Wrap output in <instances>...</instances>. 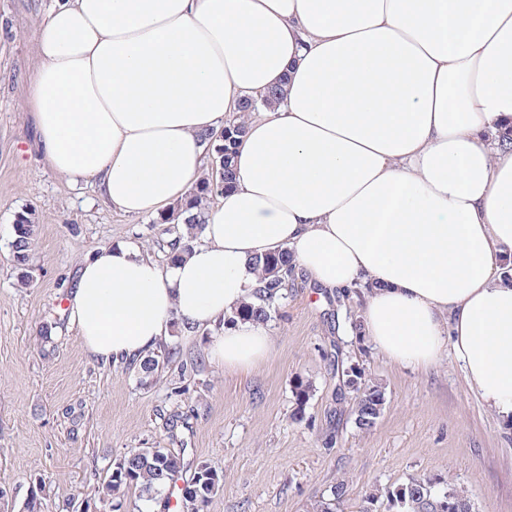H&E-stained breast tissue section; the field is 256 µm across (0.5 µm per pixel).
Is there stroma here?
Here are the masks:
<instances>
[{
    "label": "stroma",
    "mask_w": 512,
    "mask_h": 512,
    "mask_svg": "<svg viewBox=\"0 0 512 512\" xmlns=\"http://www.w3.org/2000/svg\"><path fill=\"white\" fill-rule=\"evenodd\" d=\"M51 0H0V512H24L42 490V512L77 500L89 512H157L171 488H136L113 500L99 489L130 448H166L179 482L200 463L222 486L205 512H313L338 478L344 512L371 492L412 477L467 490L473 512H512V422L466 381L454 356L425 369L389 363L364 333L357 293L294 276L265 328L268 360L227 374L210 362L208 338L173 330L175 349L156 381L136 368L88 356L68 323L66 294L93 249L131 242L165 263L163 225L112 211L94 187L51 170L34 148L23 109L37 64L35 31ZM36 218L31 279L20 284L11 240L16 216ZM357 367L385 392L368 431L355 425L347 373ZM309 382L298 407L295 380Z\"/></svg>",
    "instance_id": "obj_1"
}]
</instances>
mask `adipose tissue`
<instances>
[{
  "mask_svg": "<svg viewBox=\"0 0 512 512\" xmlns=\"http://www.w3.org/2000/svg\"><path fill=\"white\" fill-rule=\"evenodd\" d=\"M36 53L45 163L128 216L183 201L202 134L284 90L247 122L199 244L81 262L67 304L89 355L140 360L177 325L212 330L225 372L258 367L271 338L232 314L253 258L285 248L311 284L360 290L389 362L453 354L512 420V0H52Z\"/></svg>",
  "mask_w": 512,
  "mask_h": 512,
  "instance_id": "1",
  "label": "adipose tissue"
}]
</instances>
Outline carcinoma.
<instances>
[{"instance_id":"obj_1","label":"carcinoma","mask_w":512,"mask_h":512,"mask_svg":"<svg viewBox=\"0 0 512 512\" xmlns=\"http://www.w3.org/2000/svg\"><path fill=\"white\" fill-rule=\"evenodd\" d=\"M257 109V102L245 100L239 111L230 115L222 134L204 135L207 152L212 156L211 173L200 178L192 187L184 201L161 213L153 220L155 224H168L167 232L173 235L167 252V260L178 257V250L186 251L199 240V230L203 226L201 216L188 219V223H178L179 215L184 211L201 206L224 193L231 183L232 170L230 159L234 153L238 138L246 128L248 114ZM35 233V218L31 213H21L15 219L12 255L15 269L22 283L29 282V272L33 258L32 242ZM254 269L258 272V286L253 289V301L244 304L237 315L264 324L271 318L286 299L289 278L295 268L292 256L286 249L276 250L253 259ZM140 373L145 380L154 379L159 371V355H148L140 361ZM352 385L355 392V423L361 430H369L378 419L385 404V393L381 386L365 378L360 369L351 370ZM181 468L178 456L164 448H130L115 463L109 480L102 487V499L110 500L122 488L139 487L150 494L170 483ZM436 480L424 477H411L395 490L385 493H371L364 498L366 506L361 512H373V507L386 500L384 512H452L456 505L470 502L466 491L457 488L438 491ZM221 478L217 470L206 463L197 466L190 481L182 490V512H204L211 497L220 489ZM346 484L340 480L330 489L328 496L315 504L314 512H337V506L343 501Z\"/></svg>"}]
</instances>
